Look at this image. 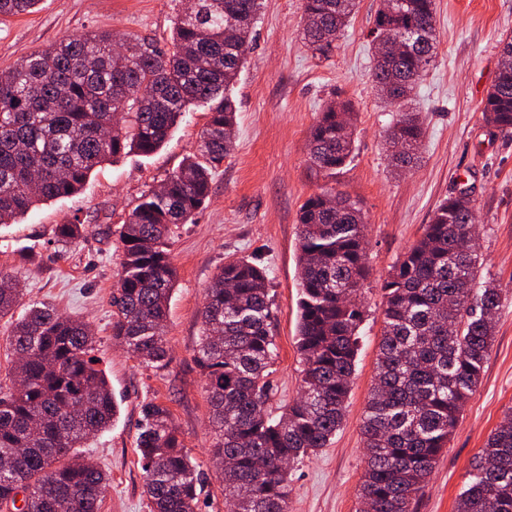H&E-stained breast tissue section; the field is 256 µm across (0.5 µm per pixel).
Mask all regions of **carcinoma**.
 I'll list each match as a JSON object with an SVG mask.
<instances>
[{
	"mask_svg": "<svg viewBox=\"0 0 512 512\" xmlns=\"http://www.w3.org/2000/svg\"><path fill=\"white\" fill-rule=\"evenodd\" d=\"M43 0H0V18L30 13ZM358 0H303L304 39L330 57L326 42L347 26ZM263 0H194L172 32L173 50L131 37L115 51L107 32L85 33L34 52L0 77V224L44 201L78 193L93 170L125 150L150 155L184 112L209 104L197 151L158 189L141 196L116 229L122 247L112 294V338L140 364L170 363L165 335L176 270L175 229L209 197L212 171L230 153L237 105L231 91ZM400 44V53L392 45ZM437 45L434 0L381 4L372 31L373 81L398 108L388 140L391 165L413 166L424 131L407 110ZM485 122L512 132V36L502 40L497 80L482 101ZM354 112L330 101L309 136L312 164L332 177L352 152ZM322 192L298 214L299 396L268 410L277 359L269 270L229 257L206 288L195 349L205 378L224 474L226 512H288L283 461L301 463L328 447L342 426L366 310L350 303L370 275L364 214L357 202L327 206ZM472 195L436 208L423 234L382 280L383 328L375 384L363 411L365 466L358 512H412L459 417L481 382L506 289L477 285ZM78 221L55 226L58 242L83 237ZM16 275L0 267V318L14 315ZM13 355L0 383V506L15 512H99L109 479L77 452L117 413L97 368L87 326L34 304L12 322ZM136 439L150 512H196L200 471L185 451L170 409L141 407ZM456 512H512V418L489 434L457 497Z\"/></svg>",
	"mask_w": 512,
	"mask_h": 512,
	"instance_id": "obj_1",
	"label": "carcinoma"
}]
</instances>
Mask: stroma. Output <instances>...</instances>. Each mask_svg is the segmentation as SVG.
<instances>
[{"instance_id":"1","label":"stroma","mask_w":512,"mask_h":512,"mask_svg":"<svg viewBox=\"0 0 512 512\" xmlns=\"http://www.w3.org/2000/svg\"><path fill=\"white\" fill-rule=\"evenodd\" d=\"M187 0H43L37 12L0 21V73L21 57L73 35L107 31L169 40ZM380 0H360L330 58L316 57L300 36L302 0H265L232 95L235 145L217 167L209 201L171 244L177 283L166 337L170 363L139 365L112 339L110 298L122 259L114 233L141 195L159 185L197 145L208 121L204 107L185 113L153 155L127 154L98 166L82 190L40 205L19 222L0 226V266L19 265L24 303L45 301L84 321L97 338L100 367L120 404L83 455L104 469L110 486L101 512H149L144 474L135 453L141 406L169 407L183 444L201 472L199 512H224L223 482L211 460L215 434L204 380L194 360L200 311L216 269L247 255L270 271L278 358L271 408L291 403L301 384L297 333V215L312 194L333 187L359 201L369 230L368 316L346 419L333 443L295 467L289 512H357L364 470L360 419L371 391L382 325V277L421 235L439 202L468 187L476 201L482 268L508 287L494 345L480 385L467 403L436 464L416 512H455L480 448L512 412V133L487 128L481 103L493 85L501 41L512 35V0H435L436 57L415 101L424 126L420 161L397 175L387 157L386 131L396 111L372 83L371 31ZM351 101L356 139L351 160L336 176L319 172L308 138L325 104ZM89 225L84 238L61 245L56 225ZM30 260L18 264V251Z\"/></svg>"}]
</instances>
